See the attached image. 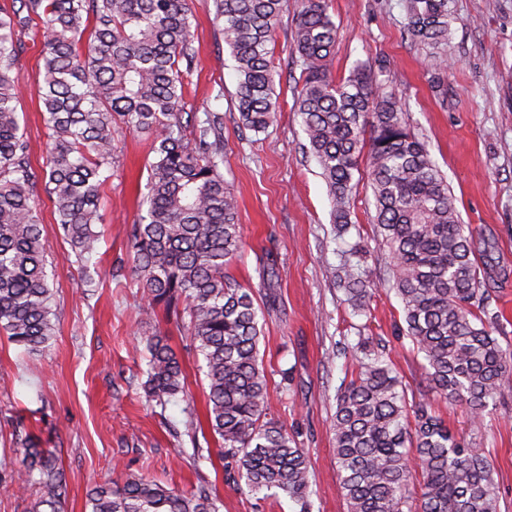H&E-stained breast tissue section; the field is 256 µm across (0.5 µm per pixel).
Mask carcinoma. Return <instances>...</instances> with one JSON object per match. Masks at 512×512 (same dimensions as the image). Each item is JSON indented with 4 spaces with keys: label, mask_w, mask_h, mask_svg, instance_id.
Instances as JSON below:
<instances>
[{
    "label": "carcinoma",
    "mask_w": 512,
    "mask_h": 512,
    "mask_svg": "<svg viewBox=\"0 0 512 512\" xmlns=\"http://www.w3.org/2000/svg\"><path fill=\"white\" fill-rule=\"evenodd\" d=\"M214 19L236 63L243 127L256 134L280 112L269 44L289 0H213ZM293 31L302 87L295 101L327 184L333 223L351 224L354 172L365 158L385 272L403 311L402 331L426 361V386L465 405L475 422L512 383V350L489 309L488 262L460 223L448 180L380 72L357 68L336 81L337 28L325 0H298ZM403 32L429 48L436 87L448 70V0H405ZM43 27L42 102L52 146L43 175L21 133L16 69L20 33ZM188 0H18L0 10V334L28 352L47 346L56 323L42 227L32 202L38 180L51 197L77 260L97 253L100 198L112 172L116 124L154 136L145 214L133 225L130 258L145 315L160 307L186 323L205 363L209 424L225 467L251 493L282 492L311 512L310 468L298 439L269 413L259 343L263 313L229 273L242 252L241 225L224 165V115L197 121L183 108L194 68ZM277 256L258 258L271 288ZM334 278L354 312L367 314L370 281L345 260ZM359 340L357 371L336 397L334 454L348 512H500L492 458L457 437L427 402L409 400L384 348ZM148 401L187 394L180 362L156 332L145 339ZM65 478L58 456L24 449L17 490L35 489L33 512H59ZM87 512H219L200 486L185 494L143 477L95 486Z\"/></svg>",
    "instance_id": "cac0c4a2"
}]
</instances>
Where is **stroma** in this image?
<instances>
[{
    "instance_id": "stroma-1",
    "label": "stroma",
    "mask_w": 512,
    "mask_h": 512,
    "mask_svg": "<svg viewBox=\"0 0 512 512\" xmlns=\"http://www.w3.org/2000/svg\"><path fill=\"white\" fill-rule=\"evenodd\" d=\"M196 65L186 77L184 109L224 114L222 172L237 200L244 248L229 273L264 302L256 257H278L274 305L265 312L260 344L269 378L271 413L307 448L312 512H347L334 456L336 393L355 366L359 337H381L415 398L427 397L424 359L399 331L401 305L379 275L382 252L373 238L375 215L366 174H359L352 228L336 238L328 188L309 152L295 98L301 68L293 52V13L276 31L271 62L277 123L262 134L244 129L235 107V62L214 22L212 0H189ZM452 57L448 97L439 99L424 46L403 34L402 0H328L338 27L335 78L356 64L378 66L411 131L427 141L447 177L463 223L493 266L487 286L504 325L499 341L512 348V0H451ZM18 112L32 166L43 172L49 131L40 100L41 30L23 37ZM112 176L102 190V237L88 267L78 265L58 232L43 186L34 202L43 228L56 334L44 349L23 353L0 335V512H32L33 496L12 479L26 441L57 449L67 490L61 512H85L95 485L137 476L179 491L207 486L220 512H299L286 495H253L224 468L208 423L203 360L186 328L157 316L142 323L141 286L129 262V240L140 214L152 139L119 130ZM364 246L363 267L374 283L370 317L354 315L333 283L348 245ZM166 334L187 375V398L159 407L146 402L143 360L135 348L154 331ZM437 415L469 447L491 454L501 512H512V385L496 407L473 424L465 406L435 400Z\"/></svg>"
}]
</instances>
